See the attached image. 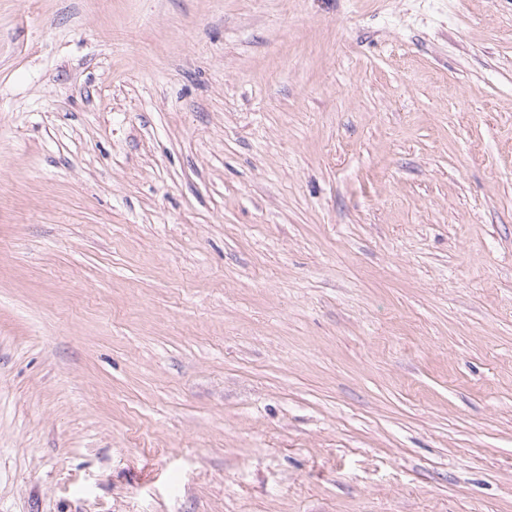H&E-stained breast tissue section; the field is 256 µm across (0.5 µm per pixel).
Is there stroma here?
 I'll return each instance as SVG.
<instances>
[{
  "instance_id": "obj_1",
  "label": "stroma",
  "mask_w": 512,
  "mask_h": 512,
  "mask_svg": "<svg viewBox=\"0 0 512 512\" xmlns=\"http://www.w3.org/2000/svg\"><path fill=\"white\" fill-rule=\"evenodd\" d=\"M0 512H512V0H0Z\"/></svg>"
}]
</instances>
